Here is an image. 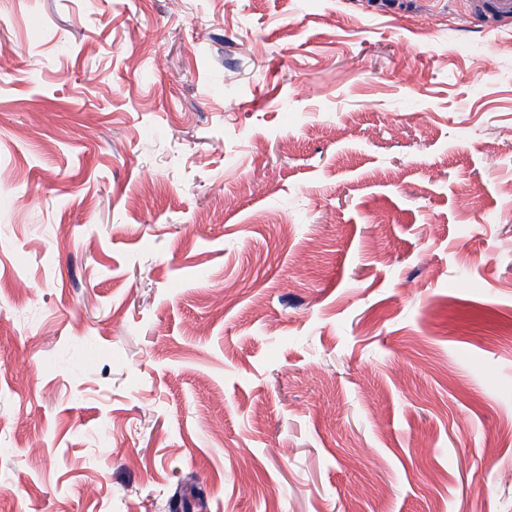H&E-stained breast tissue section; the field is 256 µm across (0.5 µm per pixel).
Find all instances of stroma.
I'll list each match as a JSON object with an SVG mask.
<instances>
[{
	"label": "stroma",
	"instance_id": "1",
	"mask_svg": "<svg viewBox=\"0 0 512 512\" xmlns=\"http://www.w3.org/2000/svg\"><path fill=\"white\" fill-rule=\"evenodd\" d=\"M511 428V24L0 0V512H512Z\"/></svg>",
	"mask_w": 512,
	"mask_h": 512
}]
</instances>
